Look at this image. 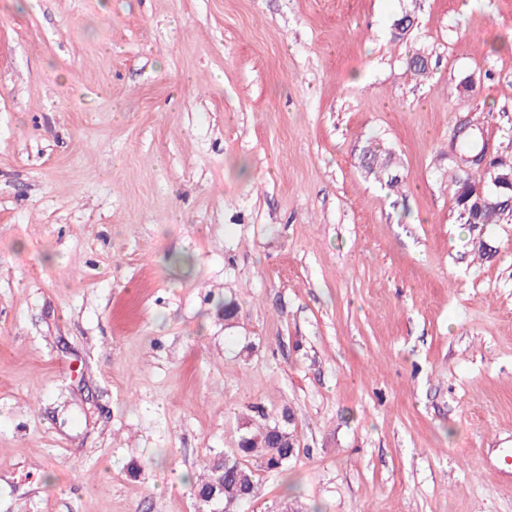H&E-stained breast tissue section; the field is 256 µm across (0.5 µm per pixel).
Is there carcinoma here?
<instances>
[{"label": "carcinoma", "mask_w": 512, "mask_h": 512, "mask_svg": "<svg viewBox=\"0 0 512 512\" xmlns=\"http://www.w3.org/2000/svg\"><path fill=\"white\" fill-rule=\"evenodd\" d=\"M366 152L367 173L392 190L398 188L401 181L390 176L396 165L392 153L373 144L366 145ZM501 220L502 214L494 207H485L473 215L475 224H497ZM260 419L256 426L247 427L233 452L217 454L210 459L206 464L207 475L194 483L196 499L207 509H212L219 500L227 508L247 503L255 497L257 482L250 462L278 471L288 467L295 457L297 449L288 447L294 440V434L288 428L291 414L285 411L271 421L262 414Z\"/></svg>", "instance_id": "1"}]
</instances>
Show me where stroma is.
I'll return each instance as SVG.
<instances>
[{"label":"stroma","mask_w":512,"mask_h":512,"mask_svg":"<svg viewBox=\"0 0 512 512\" xmlns=\"http://www.w3.org/2000/svg\"><path fill=\"white\" fill-rule=\"evenodd\" d=\"M462 119L512 160V0H0V512H201L285 410L233 512H512V217L461 229ZM364 147H366L365 150L368 154L365 158L366 172L371 174L376 180L384 182L390 189L398 188L403 179L396 180L390 176L392 169L396 165L392 153L373 144H368ZM259 417V424L246 427L237 448L231 453L216 454L205 465L207 475L194 483L196 499L206 506V511L222 512L223 503L211 511L218 500L224 501L225 509L250 502L255 497L257 482L250 461L278 471L288 467L295 457L298 448L288 447V443L294 441L293 431L288 428L291 414L286 410L280 418L271 421L265 414ZM276 428L279 434L273 433ZM222 475L223 481L219 480Z\"/></svg>","instance_id":"stroma-1"}]
</instances>
